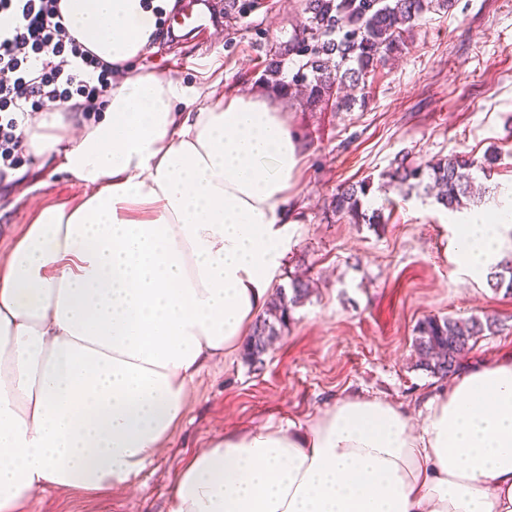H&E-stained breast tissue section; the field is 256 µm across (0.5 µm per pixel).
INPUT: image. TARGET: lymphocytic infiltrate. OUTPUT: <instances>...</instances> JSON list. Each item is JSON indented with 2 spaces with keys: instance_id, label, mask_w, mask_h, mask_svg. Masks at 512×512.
I'll return each instance as SVG.
<instances>
[{
  "instance_id": "f902f5d3",
  "label": "lymphocytic infiltrate",
  "mask_w": 512,
  "mask_h": 512,
  "mask_svg": "<svg viewBox=\"0 0 512 512\" xmlns=\"http://www.w3.org/2000/svg\"><path fill=\"white\" fill-rule=\"evenodd\" d=\"M111 89V67L71 36L59 0H0V179L26 149L28 109L78 97L95 112Z\"/></svg>"
}]
</instances>
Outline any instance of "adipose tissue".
<instances>
[{"instance_id":"ef3b65f1","label":"adipose tissue","mask_w":512,"mask_h":512,"mask_svg":"<svg viewBox=\"0 0 512 512\" xmlns=\"http://www.w3.org/2000/svg\"><path fill=\"white\" fill-rule=\"evenodd\" d=\"M172 0H60L114 71L102 111L24 130L86 194L40 212L0 260V512L44 487L108 492L158 457L203 365L240 349L288 249L299 139L276 105L213 100L133 59ZM477 275L512 225L461 215ZM169 512H512V361L461 375L420 423L347 397L304 431H226Z\"/></svg>"}]
</instances>
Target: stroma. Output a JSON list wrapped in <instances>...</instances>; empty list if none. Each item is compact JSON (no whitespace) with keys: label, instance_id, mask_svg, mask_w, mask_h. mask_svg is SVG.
<instances>
[{"label":"stroma","instance_id":"obj_1","mask_svg":"<svg viewBox=\"0 0 512 512\" xmlns=\"http://www.w3.org/2000/svg\"><path fill=\"white\" fill-rule=\"evenodd\" d=\"M211 3L210 45L174 36L162 22L142 63L189 85L205 82L219 96L258 93L284 112L303 157L274 286L304 273L313 293L293 310L261 369L238 351L203 368L165 452L133 487L106 494L48 487L33 493L27 512H168L181 470L226 429L303 426L346 396L384 399L417 416L444 385L418 366L412 347L427 316L499 319V331L477 341L463 371L512 358V295L463 266L450 211L423 189L381 179L403 155L424 163L494 151L498 161L490 177H477L468 210L492 211L501 188L512 186V0H456L425 13L367 88L342 85L346 108L308 106L295 84L303 59L289 54L288 41L310 22L305 0H240L230 17L224 0ZM272 62L274 75L266 70ZM361 180L373 184L365 207L381 210L385 226L333 214L337 186ZM84 194L65 171L25 154L0 180V259L40 211L74 206Z\"/></svg>","mask_w":512,"mask_h":512}]
</instances>
